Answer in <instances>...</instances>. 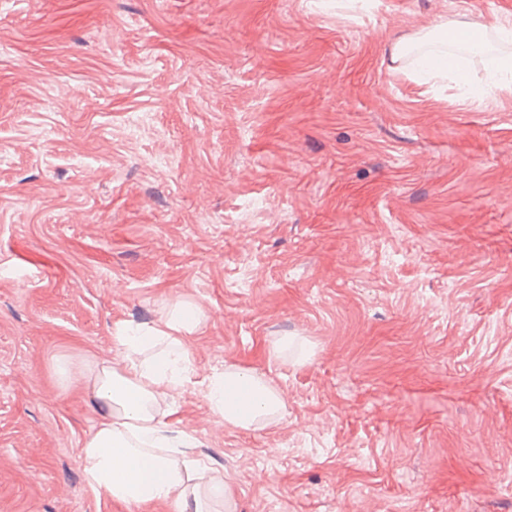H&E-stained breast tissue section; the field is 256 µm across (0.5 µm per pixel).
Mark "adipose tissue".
Returning <instances> with one entry per match:
<instances>
[{
	"label": "adipose tissue",
	"mask_w": 512,
	"mask_h": 512,
	"mask_svg": "<svg viewBox=\"0 0 512 512\" xmlns=\"http://www.w3.org/2000/svg\"><path fill=\"white\" fill-rule=\"evenodd\" d=\"M492 31L512 40V25L497 18L445 20L393 41L391 58H414V77L466 87L470 78L461 56L443 46L450 34L465 32L472 36L468 49L476 51ZM200 324L194 305L178 303L165 313L162 327L120 330L117 360L84 366L97 421L80 443L79 458L92 492L141 507L165 503L173 512H229L233 496L223 471L183 456L164 433L169 412L162 403L194 373L182 337ZM206 398L227 424L244 429L284 408L275 390L245 370L209 377Z\"/></svg>",
	"instance_id": "ef3b65f1"
}]
</instances>
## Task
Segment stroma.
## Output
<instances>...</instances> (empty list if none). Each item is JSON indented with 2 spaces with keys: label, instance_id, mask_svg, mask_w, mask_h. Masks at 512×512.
Returning <instances> with one entry per match:
<instances>
[{
  "label": "stroma",
  "instance_id": "1",
  "mask_svg": "<svg viewBox=\"0 0 512 512\" xmlns=\"http://www.w3.org/2000/svg\"><path fill=\"white\" fill-rule=\"evenodd\" d=\"M464 12L512 0H0V512H141L79 370L184 301L166 434L233 512H512V92L390 57ZM235 369L283 416L214 415Z\"/></svg>",
  "mask_w": 512,
  "mask_h": 512
}]
</instances>
